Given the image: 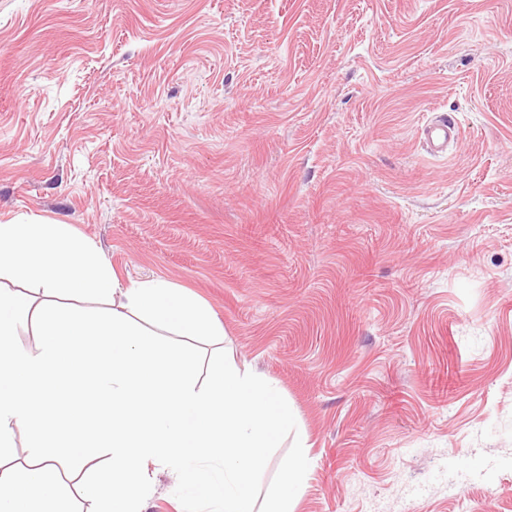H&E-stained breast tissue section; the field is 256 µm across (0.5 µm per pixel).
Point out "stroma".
Masks as SVG:
<instances>
[{"instance_id":"1","label":"stroma","mask_w":512,"mask_h":512,"mask_svg":"<svg viewBox=\"0 0 512 512\" xmlns=\"http://www.w3.org/2000/svg\"><path fill=\"white\" fill-rule=\"evenodd\" d=\"M17 216L213 307L307 437L296 512H512V0H0ZM458 132L457 119L449 112L438 113L422 129L424 139L437 152H444L448 140L457 136Z\"/></svg>"}]
</instances>
